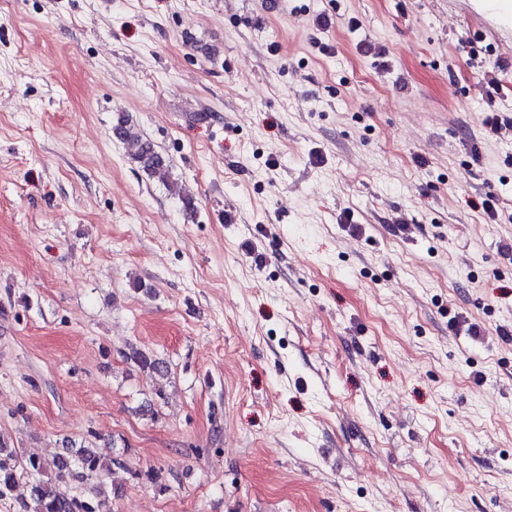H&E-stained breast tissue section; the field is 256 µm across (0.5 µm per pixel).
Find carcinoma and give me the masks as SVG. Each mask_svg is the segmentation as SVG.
Returning a JSON list of instances; mask_svg holds the SVG:
<instances>
[{"label":"carcinoma","instance_id":"obj_1","mask_svg":"<svg viewBox=\"0 0 512 512\" xmlns=\"http://www.w3.org/2000/svg\"><path fill=\"white\" fill-rule=\"evenodd\" d=\"M127 123L125 117H119L112 133L123 141L131 158L150 178L168 183L170 162L149 140L132 134ZM132 359L158 374L166 373V366L146 352L136 351ZM113 465L121 462L104 460L89 445L68 448L45 460L8 450L0 441V500L24 479L29 484V500L22 503L23 512H104L105 480Z\"/></svg>","mask_w":512,"mask_h":512}]
</instances>
